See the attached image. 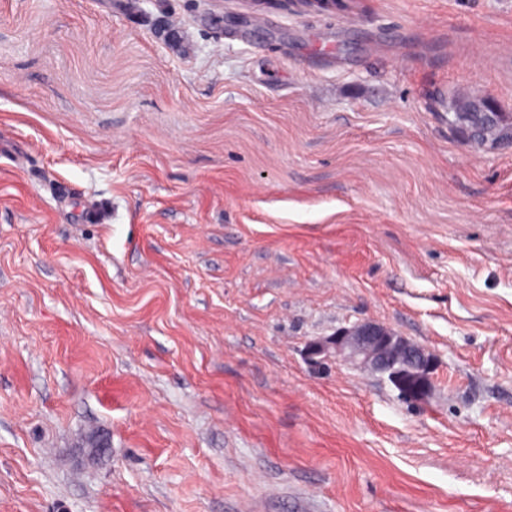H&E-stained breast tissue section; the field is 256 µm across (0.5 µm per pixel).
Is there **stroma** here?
<instances>
[{
	"instance_id": "35a3bbf8",
	"label": "stroma",
	"mask_w": 512,
	"mask_h": 512,
	"mask_svg": "<svg viewBox=\"0 0 512 512\" xmlns=\"http://www.w3.org/2000/svg\"><path fill=\"white\" fill-rule=\"evenodd\" d=\"M462 94L512 113V0H0V512H512V147ZM365 320L427 396L310 367ZM470 121L475 122V132L479 133L482 126H486L488 121L496 122L500 117V112H497L494 102L485 96L474 98L466 109Z\"/></svg>"
}]
</instances>
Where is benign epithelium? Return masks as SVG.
<instances>
[{
    "label": "benign epithelium",
    "mask_w": 512,
    "mask_h": 512,
    "mask_svg": "<svg viewBox=\"0 0 512 512\" xmlns=\"http://www.w3.org/2000/svg\"><path fill=\"white\" fill-rule=\"evenodd\" d=\"M469 118L475 122V132L489 121H497L494 102L485 96L474 98L467 106ZM336 357L353 368H369L397 387L405 397L418 398L426 391L406 387L404 381L411 376H420L428 383L434 361L424 347L401 336L392 328L372 321L357 323L349 328H340L328 337L311 341L306 348V359L310 365L320 367L330 357Z\"/></svg>",
    "instance_id": "1"
}]
</instances>
